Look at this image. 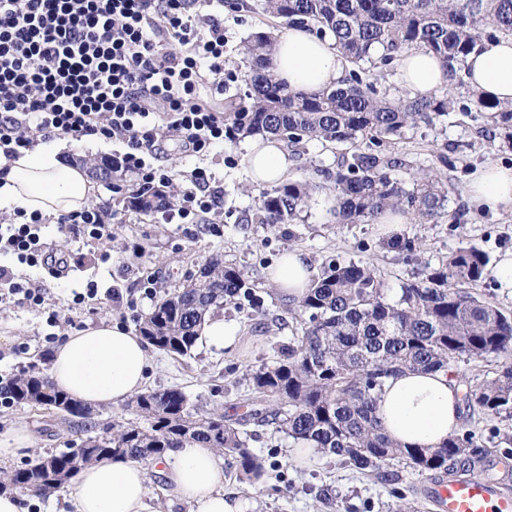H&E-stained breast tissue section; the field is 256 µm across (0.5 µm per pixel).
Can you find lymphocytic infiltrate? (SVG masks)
<instances>
[{
  "label": "lymphocytic infiltrate",
  "mask_w": 512,
  "mask_h": 512,
  "mask_svg": "<svg viewBox=\"0 0 512 512\" xmlns=\"http://www.w3.org/2000/svg\"><path fill=\"white\" fill-rule=\"evenodd\" d=\"M207 0H0V161L18 157L36 138L74 142L95 136L119 143L114 168L136 174L141 187L165 188L154 167L159 135L204 156L229 131L223 112L205 98L224 87V18L201 15ZM206 171L194 169L179 219L196 224L217 200ZM46 216L16 209L0 221V255L59 277L66 258L44 241ZM59 231L89 244L112 237V214L100 205L61 216ZM37 284L0 265V303L42 308L48 326L98 295L95 282L73 290L66 310L47 302Z\"/></svg>",
  "instance_id": "f902f5d3"
}]
</instances>
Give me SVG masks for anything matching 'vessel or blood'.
Here are the masks:
<instances>
[{
    "label": "vessel or blood",
    "instance_id": "obj_1",
    "mask_svg": "<svg viewBox=\"0 0 512 512\" xmlns=\"http://www.w3.org/2000/svg\"><path fill=\"white\" fill-rule=\"evenodd\" d=\"M428 495L438 512H512V495L491 479H444L431 483Z\"/></svg>",
    "mask_w": 512,
    "mask_h": 512
}]
</instances>
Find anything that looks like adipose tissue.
<instances>
[{"instance_id": "adipose-tissue-1", "label": "adipose tissue", "mask_w": 512, "mask_h": 512, "mask_svg": "<svg viewBox=\"0 0 512 512\" xmlns=\"http://www.w3.org/2000/svg\"><path fill=\"white\" fill-rule=\"evenodd\" d=\"M402 86L423 97L449 87L447 68L426 50L404 53L397 61ZM466 77L473 91L501 103H512V37L483 40L468 56ZM350 68L333 39L288 26L274 39L270 69L289 90L310 93L340 87ZM256 183L283 180L290 161L274 137L253 140L246 155ZM96 192L85 168L63 161L60 148L39 143L0 164V210L17 207L57 216L80 210ZM468 199L475 209L493 215L512 214V167L489 161L470 176ZM269 282L291 302L300 301L313 281L307 255L291 249L270 270ZM149 355L141 336L114 322H101L70 333L51 352L48 377L69 396L93 407L120 406L141 392ZM460 388L446 371H404L385 379L379 414L386 433L413 446L436 448L461 424ZM163 475L170 492L191 512H244L242 501L224 492L222 461L213 449L189 445L169 451L151 466L122 459L86 467L71 487V512H158L147 493L149 472Z\"/></svg>"}]
</instances>
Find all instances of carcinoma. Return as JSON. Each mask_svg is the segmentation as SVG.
<instances>
[{"label":"carcinoma","mask_w":512,"mask_h":512,"mask_svg":"<svg viewBox=\"0 0 512 512\" xmlns=\"http://www.w3.org/2000/svg\"><path fill=\"white\" fill-rule=\"evenodd\" d=\"M265 11L333 38L354 64L387 66L405 51H430L448 68L453 86L464 85L466 58L483 39L512 36V0H265ZM273 44L269 33L256 32L243 46L239 65L247 70L249 89L225 112L232 138L271 134L292 144H362V150L342 157L336 170L323 171L334 187L338 222H374L389 209L419 224L438 218L448 197L442 177L414 176L409 189L393 174L402 162L377 147L409 127L448 114L454 108L451 90L391 98L352 70L343 88L292 92L267 68ZM474 106L507 130L499 147L512 148V104L479 96ZM314 189L306 181L258 188L251 223L272 228L294 223ZM129 204L150 212L172 206L173 198L159 201L142 188L130 193ZM385 246L407 253L416 249L415 239L404 234ZM490 273L486 254L460 248L426 267L421 277L403 282L391 296L369 264L332 260L304 298L288 307L297 323L295 336L280 346L275 361L248 369L253 397L243 404V413L203 410L178 389H146L127 404L135 419L116 421L76 447L48 454L49 467L41 456L24 468L0 470V492L51 494L98 460L121 457L148 465L188 444L216 449L229 468L256 483L265 464L249 447L250 425L271 426L295 444L338 456L358 470L402 462L409 471L394 474L398 485L409 475L481 477L490 467L489 453L472 431L449 436L439 448L403 446L385 432L378 398L384 378L396 372L448 371L460 358L480 361L512 353V313L472 289ZM244 300L253 301L244 272L215 257L189 285L164 294L138 331L155 349L186 356L211 311L239 307ZM45 399L66 415L91 419L93 408L53 387L43 369L31 363L15 376L10 402L35 405ZM464 400L488 413L512 416V364L469 387Z\"/></svg>","instance_id":"cac0c4a2"}]
</instances>
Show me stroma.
<instances>
[{
	"label": "stroma",
	"instance_id": "obj_1",
	"mask_svg": "<svg viewBox=\"0 0 512 512\" xmlns=\"http://www.w3.org/2000/svg\"><path fill=\"white\" fill-rule=\"evenodd\" d=\"M282 20L265 13L263 0H224V68L234 72L233 81L224 89H207V98L217 107L239 100L247 91V73L238 68L243 41L252 33L282 28ZM455 110L428 124L406 129L401 138L383 143L385 154L399 158L406 169L440 171L448 184V202L441 216L426 224H405L404 229L417 243L411 255L389 251L382 227L376 223L340 224L332 214L333 194L324 187L323 170L335 169L345 154L342 146L305 142L288 146L292 160L288 178L308 179L319 183L300 220L272 230L263 224L249 223L254 204L253 182L245 162L248 139L214 147L207 156L180 154L174 143L154 159L164 170L171 194L187 187L194 168L210 174V190L218 206L199 224L168 222L166 210L149 215L138 213L121 201L105 182H98L94 203L104 205L119 218L112 240L102 241L74 252L56 226H48L45 238L51 250L74 253L76 268L66 277L51 281L49 299L64 304L73 288L95 282L99 290L118 289L121 304H95L85 308L75 325L48 328L41 309L14 303L0 304V371L21 369L28 363L47 367L52 349L46 334L63 338L71 329H84L101 321H115L134 328L151 312L165 292L185 287L205 260L219 256L242 269L263 300L258 316L246 310L225 306L218 315L238 344L233 348H216L198 342L189 355L177 357L149 349L150 368L147 385L151 388H176L203 408L233 406L251 395L248 367L274 361L281 344L293 336L296 324L286 308L288 301L268 281V272L280 255L291 249L304 251L314 271L332 260L364 261L380 274L390 290L416 275L424 265L438 264L448 253L474 246L482 250L491 264L512 253V215L493 216L473 210L467 199L469 174L476 166L494 161L512 166V150L494 151L493 140L501 131L486 113L471 109L472 90L454 88ZM447 164H440V156ZM141 248L138 258H127L126 248ZM154 280L152 291H145L147 280ZM24 346L22 356H15L17 346ZM26 423L32 432L31 444L6 469L24 466L38 457L65 450L70 441L86 438L77 421L60 416H45L24 405H0V434L17 423ZM461 426L473 431L480 444L492 452L490 476L502 489L512 493V467L501 459L512 450V417L489 415L476 407H462ZM249 444L269 468L260 484L239 479L226 471L225 492L245 504V512H331L320 498L328 490L336 500L351 506L352 512H396L399 505L392 496L393 485L385 475L367 476L337 458L310 452L296 460L290 455L293 442L259 427Z\"/></svg>",
	"mask_w": 512,
	"mask_h": 512
}]
</instances>
